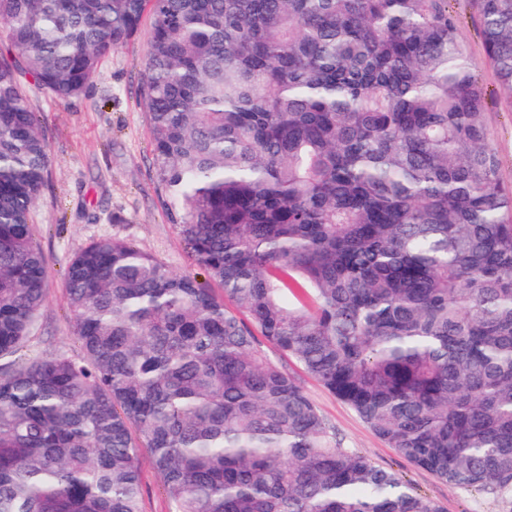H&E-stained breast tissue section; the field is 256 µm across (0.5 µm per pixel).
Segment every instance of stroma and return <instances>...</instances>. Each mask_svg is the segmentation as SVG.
I'll use <instances>...</instances> for the list:
<instances>
[{"label":"stroma","mask_w":512,"mask_h":512,"mask_svg":"<svg viewBox=\"0 0 512 512\" xmlns=\"http://www.w3.org/2000/svg\"><path fill=\"white\" fill-rule=\"evenodd\" d=\"M448 10L458 22L473 73L484 89L488 136L501 160V177L512 187V98L501 89L486 57L471 0H448ZM151 22V14H144L137 33L102 60L98 78L77 98L59 100L34 83L24 85L43 123L51 157L48 179L33 210L35 241L46 260V290L37 328L24 349L27 355L43 356L59 349L77 353L64 272L70 258L90 242L125 239L178 273L197 270L160 204L149 130L138 105ZM261 349L300 382L344 446L401 474L442 512H512V503L451 488L410 464L293 358L266 343Z\"/></svg>","instance_id":"35a3bbf8"}]
</instances>
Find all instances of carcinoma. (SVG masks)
<instances>
[{
    "mask_svg": "<svg viewBox=\"0 0 512 512\" xmlns=\"http://www.w3.org/2000/svg\"><path fill=\"white\" fill-rule=\"evenodd\" d=\"M152 3L139 93L165 213L204 280L119 239L45 298L49 147ZM512 97V0H472ZM0 512H441L345 448L257 336L412 465L512 498V189L448 0H0ZM219 283L235 305L210 288ZM143 512H170L169 498L146 455L141 456Z\"/></svg>",
    "mask_w": 512,
    "mask_h": 512,
    "instance_id": "obj_1",
    "label": "carcinoma"
}]
</instances>
